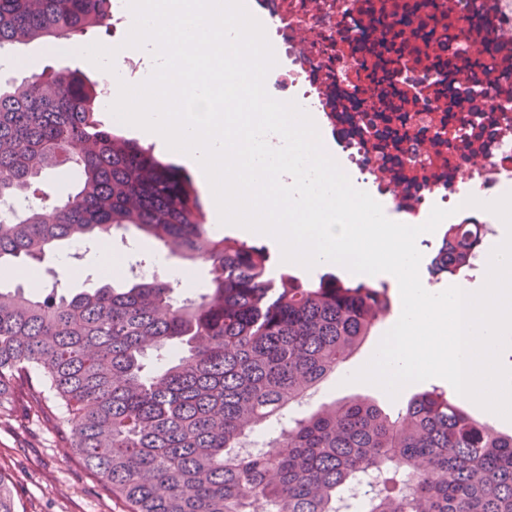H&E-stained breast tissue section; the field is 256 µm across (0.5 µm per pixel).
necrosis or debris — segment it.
Here are the masks:
<instances>
[{
  "label": "necrosis or debris",
  "mask_w": 512,
  "mask_h": 512,
  "mask_svg": "<svg viewBox=\"0 0 512 512\" xmlns=\"http://www.w3.org/2000/svg\"><path fill=\"white\" fill-rule=\"evenodd\" d=\"M267 92L411 217L512 187V0H247Z\"/></svg>",
  "instance_id": "necrosis-or-debris-1"
}]
</instances>
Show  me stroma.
<instances>
[{
	"instance_id": "obj_1",
	"label": "stroma",
	"mask_w": 512,
	"mask_h": 512,
	"mask_svg": "<svg viewBox=\"0 0 512 512\" xmlns=\"http://www.w3.org/2000/svg\"><path fill=\"white\" fill-rule=\"evenodd\" d=\"M10 63L0 66V79L29 76L44 68H81L92 80H99L97 70L85 68L75 56L49 51L47 44L34 41L7 47L0 53ZM70 247H60L38 263L40 282L58 275L65 290L77 292L101 286L102 278L91 254L75 260L77 275L63 272L59 255L70 254ZM379 337H372L336 374L326 379L315 398L316 403L361 395L374 396L390 411L398 410L415 393L445 387L443 379H428L408 385L397 397H389L381 388L351 381L350 376L373 356ZM0 473L9 477L17 512H127L125 504L114 498L107 484L88 470L70 446L67 434L57 430L52 418L18 415L0 421Z\"/></svg>"
}]
</instances>
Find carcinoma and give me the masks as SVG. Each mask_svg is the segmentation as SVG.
I'll list each match as a JSON object with an SVG mask.
<instances>
[{
	"label": "carcinoma",
	"mask_w": 512,
	"mask_h": 512,
	"mask_svg": "<svg viewBox=\"0 0 512 512\" xmlns=\"http://www.w3.org/2000/svg\"><path fill=\"white\" fill-rule=\"evenodd\" d=\"M111 21L112 0H0V50ZM95 86L77 69L0 86V199L41 197L0 213V263L133 227L209 279L181 299L157 276L73 295L0 286V418L16 399L53 414L128 512H350L348 488L367 477L359 512H512V434L443 391L395 414L358 396L286 418L376 334L387 284L301 279L263 245L215 238L180 169L98 119ZM61 166L73 187L48 204ZM442 241L435 280L463 269L480 227L449 224ZM275 424L265 450L241 452ZM0 512H16L2 475Z\"/></svg>",
	"instance_id": "carcinoma-1"
}]
</instances>
